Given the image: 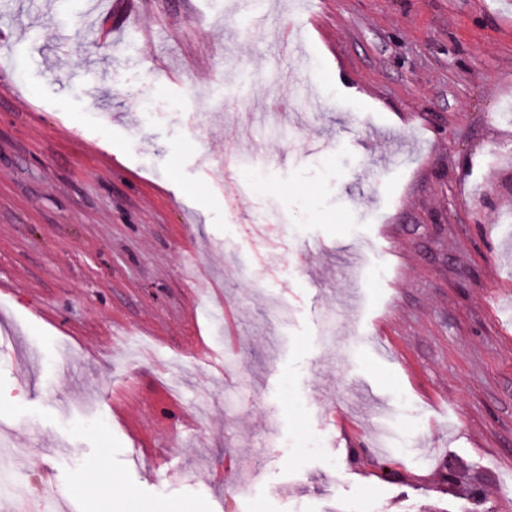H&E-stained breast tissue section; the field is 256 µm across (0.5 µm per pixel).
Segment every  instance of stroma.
I'll return each mask as SVG.
<instances>
[{"mask_svg": "<svg viewBox=\"0 0 512 512\" xmlns=\"http://www.w3.org/2000/svg\"><path fill=\"white\" fill-rule=\"evenodd\" d=\"M303 2L266 5L307 74L231 0H0V456L34 497L512 512V0Z\"/></svg>", "mask_w": 512, "mask_h": 512, "instance_id": "obj_1", "label": "stroma"}]
</instances>
